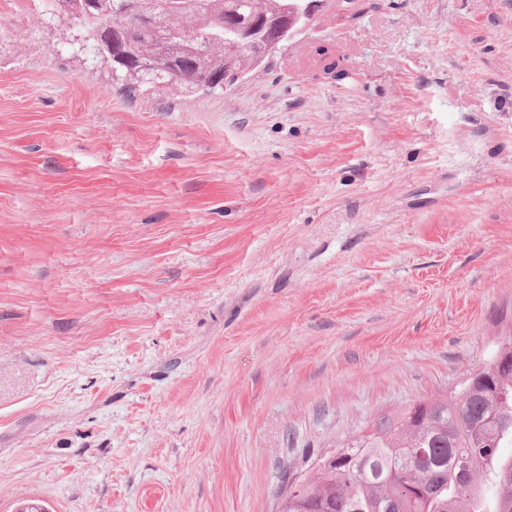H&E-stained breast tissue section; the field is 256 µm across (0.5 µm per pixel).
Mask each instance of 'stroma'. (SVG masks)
Listing matches in <instances>:
<instances>
[{
    "instance_id": "stroma-1",
    "label": "stroma",
    "mask_w": 512,
    "mask_h": 512,
    "mask_svg": "<svg viewBox=\"0 0 512 512\" xmlns=\"http://www.w3.org/2000/svg\"><path fill=\"white\" fill-rule=\"evenodd\" d=\"M35 12L0 0V512H275L512 336V0L327 10L189 94Z\"/></svg>"
}]
</instances>
